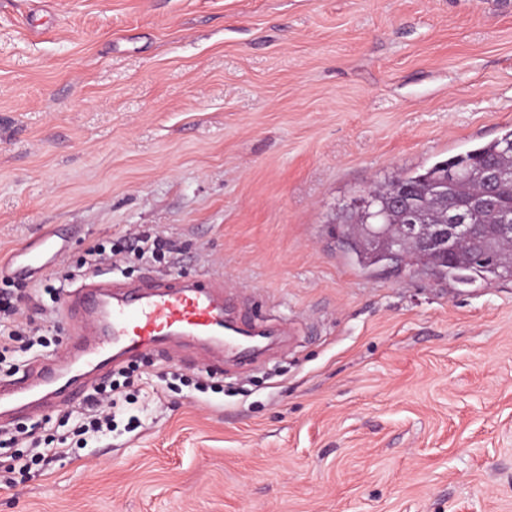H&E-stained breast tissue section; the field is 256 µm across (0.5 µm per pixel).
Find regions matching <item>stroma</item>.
Here are the masks:
<instances>
[{"instance_id":"stroma-1","label":"stroma","mask_w":512,"mask_h":512,"mask_svg":"<svg viewBox=\"0 0 512 512\" xmlns=\"http://www.w3.org/2000/svg\"><path fill=\"white\" fill-rule=\"evenodd\" d=\"M512 129V0H0V281L67 229L41 285L154 229L295 328L202 393L145 354L117 429L12 428L63 456L0 512H512V278L360 268L331 226L374 184Z\"/></svg>"}]
</instances>
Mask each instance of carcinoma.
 Returning <instances> with one entry per match:
<instances>
[{
    "mask_svg": "<svg viewBox=\"0 0 512 512\" xmlns=\"http://www.w3.org/2000/svg\"><path fill=\"white\" fill-rule=\"evenodd\" d=\"M512 130L501 138L477 147L464 155L437 162L431 167L395 178L368 193L356 210L337 217L341 229L340 238L349 245L351 254L363 268L385 261L405 266L416 265L422 270L468 283L476 279L485 282L512 276V248L497 245L488 251L469 246L465 242L454 245V259L445 260L437 252H421L411 244L393 234L381 247L372 245L365 236L363 225L396 224L399 210L392 205L394 193L403 191V199L415 211L423 224L444 223L439 191L448 189V202L464 205L475 194L484 190L482 165L488 163L506 176L496 186L495 204L475 214L478 224L497 223L498 210L512 208Z\"/></svg>",
    "mask_w": 512,
    "mask_h": 512,
    "instance_id": "obj_1",
    "label": "carcinoma"
}]
</instances>
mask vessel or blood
<instances>
[{"mask_svg": "<svg viewBox=\"0 0 512 512\" xmlns=\"http://www.w3.org/2000/svg\"><path fill=\"white\" fill-rule=\"evenodd\" d=\"M60 247L54 232L17 250L8 269L15 278L37 283ZM64 312L69 339L62 351L39 359L38 369L0 387V400L14 410L75 404L84 399L92 377L111 373L113 365L174 342L192 343L212 352L209 369L219 374L225 362L244 367L265 353L253 336L288 335L287 327L233 316L220 277L167 280L152 275L135 283L87 272L80 285L66 291Z\"/></svg>", "mask_w": 512, "mask_h": 512, "instance_id": "b4317fda", "label": "vessel or blood"}]
</instances>
